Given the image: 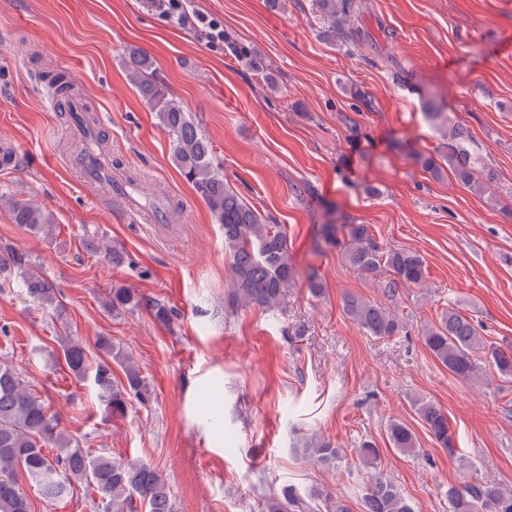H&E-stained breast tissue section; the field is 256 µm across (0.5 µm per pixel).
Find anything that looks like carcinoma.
<instances>
[{
  "instance_id": "cac0c4a2",
  "label": "carcinoma",
  "mask_w": 512,
  "mask_h": 512,
  "mask_svg": "<svg viewBox=\"0 0 512 512\" xmlns=\"http://www.w3.org/2000/svg\"><path fill=\"white\" fill-rule=\"evenodd\" d=\"M315 6L330 23L326 31L328 38L370 43L374 52L371 63L387 68L395 84L409 83L410 70L389 66L388 58L360 25L368 13L367 0H315ZM129 71L142 100L157 112L171 138L174 161L181 176L205 200L215 223L224 230V250L231 259L234 275L231 303L253 305L268 312L278 309L286 288L296 276L286 233L278 225L267 223L256 207L224 183V175L213 164L211 142L183 106L167 97L150 59L130 53ZM425 115L439 127L448 122L442 105L432 98L425 102ZM470 141L471 134L466 127L452 125L443 146L448 167L459 183L487 192L490 185L478 179L480 160L468 148ZM6 203L15 223L35 235H52L53 219L42 209L14 198ZM339 232L343 234L341 240L337 237ZM320 235L327 245L344 246L345 257L355 270L375 274L382 268L388 269L393 276L387 288L390 294L401 284L418 285L425 278L426 262L420 254L383 246L365 224H324ZM15 287L25 289L26 295L41 305L55 303L54 284L27 269L24 256L5 244L0 246V291ZM138 306L140 301L129 289H110L108 309L115 312ZM149 307L162 323L170 322L174 316L173 308L159 299L150 301ZM343 310L369 336L390 337L404 329L396 313L354 295L344 297ZM423 337L434 357L457 377L473 375L477 353L501 376L512 377V352L506 353L484 341L478 326L453 309L426 327ZM97 348L106 358L93 362L89 350L79 341L66 340L62 357L68 372L77 381L90 383L114 417L125 416L133 400L149 404L151 391L133 358L120 349L114 350L112 340L106 336L98 339ZM114 362L123 370L124 378L120 380L112 374ZM417 414L441 447L452 448L448 417L437 405L422 401ZM387 437L391 446L403 453L420 452L415 433L404 423L391 422ZM301 452L313 463L325 467L335 465L340 459L339 450L322 440L307 443ZM355 454L365 466L377 468L380 450L374 442H361ZM22 475L46 500L57 501L69 493L71 483L85 482L93 487L108 512H138L140 508L144 512H174L171 490L156 467L149 462H129L88 453L78 439L59 428L56 417L25 374L12 360L3 357L0 359V512H30L29 500L19 487ZM262 512H311V505L285 486L268 494ZM364 512H416V506L376 472L364 497ZM448 512H512V489L487 477L460 486L450 484Z\"/></svg>"
}]
</instances>
